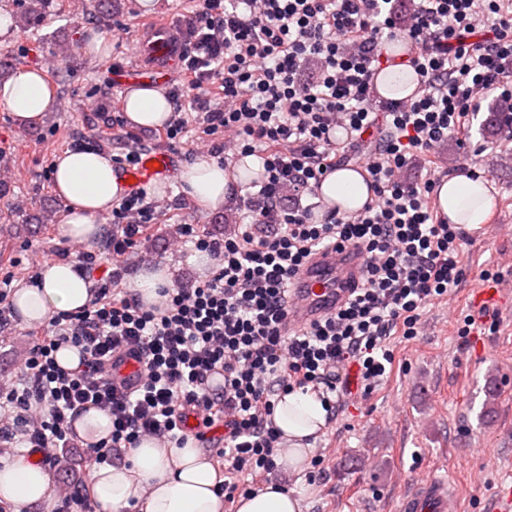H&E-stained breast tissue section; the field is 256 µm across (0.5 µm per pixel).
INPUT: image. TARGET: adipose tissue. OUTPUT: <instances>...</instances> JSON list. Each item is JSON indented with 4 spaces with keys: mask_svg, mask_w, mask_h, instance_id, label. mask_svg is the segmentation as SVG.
Segmentation results:
<instances>
[{
    "mask_svg": "<svg viewBox=\"0 0 512 512\" xmlns=\"http://www.w3.org/2000/svg\"><path fill=\"white\" fill-rule=\"evenodd\" d=\"M374 85L381 98L400 100L412 96L418 78L413 68L397 65L380 70ZM54 106L55 99L39 70L22 67L0 81V107L20 121L40 120ZM171 118L172 106L159 87L146 84L127 92L124 119L130 126L159 128ZM179 177L200 207L208 211L223 208L232 178L214 159L198 156ZM50 178L55 194L67 207L61 233L81 243L101 236L102 216L126 193V183L111 154L99 149L65 150L55 158ZM318 192L342 212L360 209L371 194L362 170L350 166L328 175ZM436 196L442 216L470 230L479 229L493 207L485 181L471 175L449 177ZM90 298V284L75 272L73 264L56 260L45 263L39 285L17 288L12 302L22 322L41 323L54 312L84 306ZM327 420L328 412L314 391L297 389L279 397L274 422L288 443L282 465L299 467L309 439ZM217 479L209 460L193 445L167 448L148 440L135 448L126 462L93 468L90 489L101 512H129L133 506L140 512H224V500L215 493ZM51 489V476L42 466L22 460L0 468V502L13 505L17 512L48 504ZM236 512H300V503L281 485L271 483L240 498Z\"/></svg>",
    "mask_w": 512,
    "mask_h": 512,
    "instance_id": "obj_1",
    "label": "adipose tissue"
}]
</instances>
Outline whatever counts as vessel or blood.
Returning a JSON list of instances; mask_svg holds the SVG:
<instances>
[{"label":"vessel or blood","instance_id":"1","mask_svg":"<svg viewBox=\"0 0 512 512\" xmlns=\"http://www.w3.org/2000/svg\"><path fill=\"white\" fill-rule=\"evenodd\" d=\"M183 38L169 18L155 25L150 38L139 45L133 71L162 79L180 61ZM169 159L162 153H149L137 166L124 169L125 179L139 183L162 174ZM363 264L362 255L353 247L318 252L300 270L290 288L286 324L300 327L334 313L356 287ZM455 492L444 480L431 478L421 483L403 504V512H453Z\"/></svg>","mask_w":512,"mask_h":512}]
</instances>
